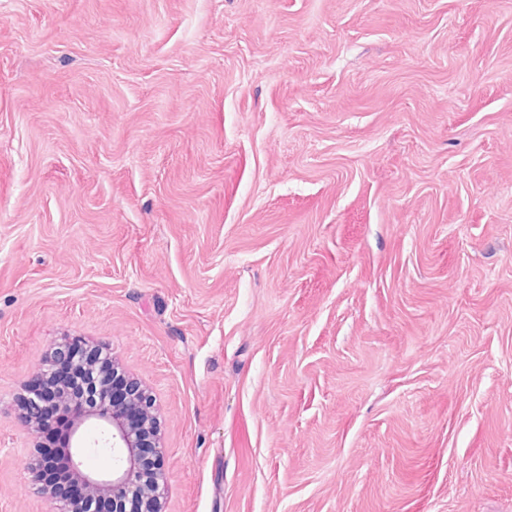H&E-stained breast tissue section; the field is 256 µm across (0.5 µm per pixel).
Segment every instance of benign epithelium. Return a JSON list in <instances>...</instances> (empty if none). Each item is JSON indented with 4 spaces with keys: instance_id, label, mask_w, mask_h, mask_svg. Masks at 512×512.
<instances>
[{
    "instance_id": "7a95c632",
    "label": "benign epithelium",
    "mask_w": 512,
    "mask_h": 512,
    "mask_svg": "<svg viewBox=\"0 0 512 512\" xmlns=\"http://www.w3.org/2000/svg\"><path fill=\"white\" fill-rule=\"evenodd\" d=\"M75 362L70 349L57 346L50 358L34 371L21 398V419L30 431L37 428L45 407L57 403L68 409L71 424L65 437L64 459L47 452L31 464V471L54 469L65 463L76 476L84 498L92 502L91 512H163L165 482L164 449L152 442L142 445L144 431L155 420L154 400L136 378L121 373L112 377V400L104 398L105 385L96 374L97 356L87 352L80 363L93 373L88 383V404L71 408L67 398L59 399L41 388V380ZM104 443L112 449V471L98 474L84 469L87 449Z\"/></svg>"
}]
</instances>
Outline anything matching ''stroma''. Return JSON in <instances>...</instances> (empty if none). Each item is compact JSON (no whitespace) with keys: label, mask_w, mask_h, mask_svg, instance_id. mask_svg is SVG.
<instances>
[{"label":"stroma","mask_w":512,"mask_h":512,"mask_svg":"<svg viewBox=\"0 0 512 512\" xmlns=\"http://www.w3.org/2000/svg\"><path fill=\"white\" fill-rule=\"evenodd\" d=\"M72 336L164 512H512V0H0V512Z\"/></svg>","instance_id":"obj_1"}]
</instances>
